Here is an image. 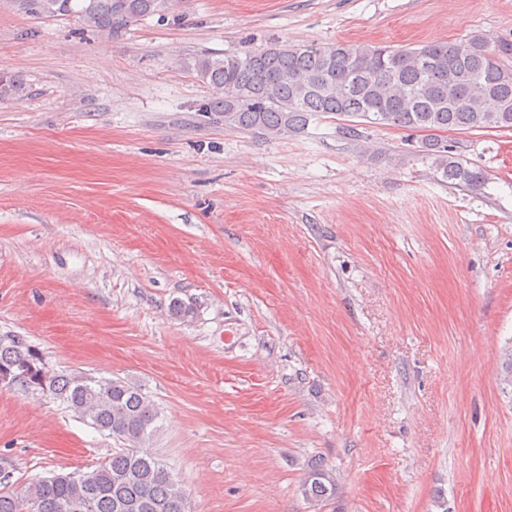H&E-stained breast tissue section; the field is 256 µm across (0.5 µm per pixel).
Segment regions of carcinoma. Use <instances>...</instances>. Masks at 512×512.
<instances>
[{"label": "carcinoma", "mask_w": 512, "mask_h": 512, "mask_svg": "<svg viewBox=\"0 0 512 512\" xmlns=\"http://www.w3.org/2000/svg\"><path fill=\"white\" fill-rule=\"evenodd\" d=\"M39 19L72 16L110 38L172 0H11ZM512 42L490 48L480 39L420 48L275 44L238 54H202L188 64L212 89L206 111L224 125L266 137L305 132L316 115L344 121L342 134L361 126H395L426 133L423 152L454 185L478 188L485 174L471 169L434 136L449 130L512 129ZM23 92L0 76V100ZM0 382L24 393L52 396L123 447L90 472L54 474L17 486L0 464V512H191L184 491L149 448L158 411L150 396L121 378L52 368L24 336H0ZM336 479L311 466L302 494L314 507L334 496Z\"/></svg>", "instance_id": "1"}]
</instances>
